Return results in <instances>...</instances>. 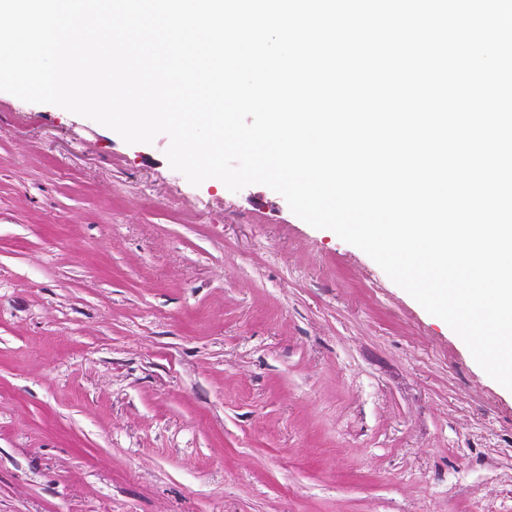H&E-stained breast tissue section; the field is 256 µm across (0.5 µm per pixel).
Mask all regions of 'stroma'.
<instances>
[{"instance_id":"stroma-1","label":"stroma","mask_w":512,"mask_h":512,"mask_svg":"<svg viewBox=\"0 0 512 512\" xmlns=\"http://www.w3.org/2000/svg\"><path fill=\"white\" fill-rule=\"evenodd\" d=\"M168 145L0 92V512H512V391Z\"/></svg>"}]
</instances>
